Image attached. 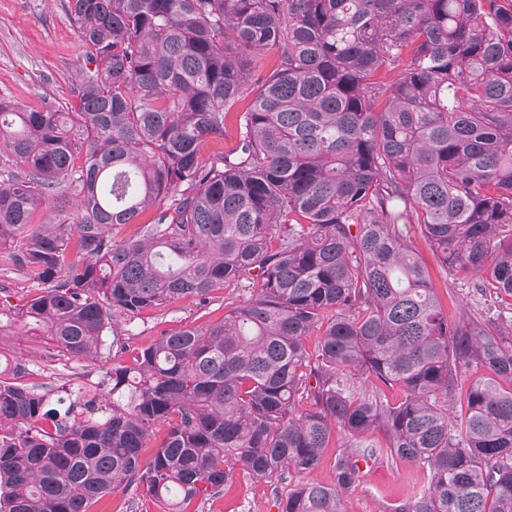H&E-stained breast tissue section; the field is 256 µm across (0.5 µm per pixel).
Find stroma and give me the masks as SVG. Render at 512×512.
I'll return each mask as SVG.
<instances>
[{
  "label": "stroma",
  "instance_id": "1",
  "mask_svg": "<svg viewBox=\"0 0 512 512\" xmlns=\"http://www.w3.org/2000/svg\"><path fill=\"white\" fill-rule=\"evenodd\" d=\"M87 65L67 0H0V97L23 107L46 100L77 106L72 91ZM247 292L228 288L214 293L207 308L184 299L164 311L131 323L132 347L149 344L164 331L205 323L220 317L225 303L241 301ZM0 353L25 363L28 384L45 393L50 404L70 402L77 397H99L109 390L113 359L104 354L90 360L58 353L45 339L23 329L0 336ZM424 474L416 466L384 458L361 463L360 477L345 498L346 512H392L399 501L422 485ZM287 484L272 487L235 471L230 487L207 503L192 504L190 512H281Z\"/></svg>",
  "mask_w": 512,
  "mask_h": 512
}]
</instances>
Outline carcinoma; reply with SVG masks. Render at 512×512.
<instances>
[{"label":"carcinoma","mask_w":512,"mask_h":512,"mask_svg":"<svg viewBox=\"0 0 512 512\" xmlns=\"http://www.w3.org/2000/svg\"><path fill=\"white\" fill-rule=\"evenodd\" d=\"M68 11L93 64L78 111L0 98V274L35 290L0 305V334L116 359L125 321L249 296L113 364L104 418L92 399L46 407L25 364L0 362V512H89L122 485L187 512L237 468L290 481L329 448L333 483L293 485L282 512H343L360 459L377 457L427 474L393 512H512V7ZM247 97L236 151L202 158ZM67 195L72 223H34ZM433 264L479 302L448 313Z\"/></svg>","instance_id":"1"}]
</instances>
